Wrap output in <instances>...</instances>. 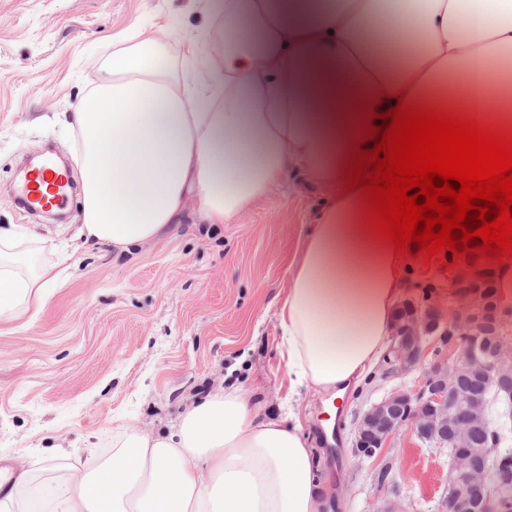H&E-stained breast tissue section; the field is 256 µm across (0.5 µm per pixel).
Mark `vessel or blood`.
I'll return each mask as SVG.
<instances>
[{
	"label": "vessel or blood",
	"instance_id": "1",
	"mask_svg": "<svg viewBox=\"0 0 512 512\" xmlns=\"http://www.w3.org/2000/svg\"><path fill=\"white\" fill-rule=\"evenodd\" d=\"M21 202L31 210L60 209L72 196V185L67 171L46 159L31 167L17 184Z\"/></svg>",
	"mask_w": 512,
	"mask_h": 512
}]
</instances>
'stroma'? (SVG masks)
Segmentation results:
<instances>
[{"mask_svg":"<svg viewBox=\"0 0 512 512\" xmlns=\"http://www.w3.org/2000/svg\"><path fill=\"white\" fill-rule=\"evenodd\" d=\"M134 25L141 39H155L167 68L180 66L186 33L208 30L212 51L224 48L201 0H0V225L21 231L18 274L64 269L40 306L0 316V461L35 479L111 458L124 427L166 430L191 398L215 387L254 392L273 417L287 393L277 300L324 199L320 189L291 178L238 223L172 224L118 259L110 245H83L80 197L60 220L30 215L16 199L25 156L50 148L79 172L71 114L113 52L126 49ZM414 381L357 384L328 433L321 396H296L332 512H381L390 501L404 512H441L447 448L404 430L386 452L353 453L364 411Z\"/></svg>","mask_w":512,"mask_h":512,"instance_id":"35a3bbf8","label":"stroma"}]
</instances>
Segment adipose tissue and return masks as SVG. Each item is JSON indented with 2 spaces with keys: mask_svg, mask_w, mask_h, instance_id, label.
<instances>
[{
  "mask_svg": "<svg viewBox=\"0 0 512 512\" xmlns=\"http://www.w3.org/2000/svg\"><path fill=\"white\" fill-rule=\"evenodd\" d=\"M224 23L223 56L160 69L138 39L112 56L72 114L81 156L85 244L115 255L170 224H233L287 178L326 193L277 306L289 396H324L332 428L344 399L388 346L408 258L364 225L343 167L361 99L394 107L462 101L479 125L512 132V0H206ZM59 274L0 275V313L41 303ZM324 485L295 414L215 390L164 435L136 426L110 460L36 484L20 512H320Z\"/></svg>",
  "mask_w": 512,
  "mask_h": 512,
  "instance_id": "1",
  "label": "adipose tissue"
}]
</instances>
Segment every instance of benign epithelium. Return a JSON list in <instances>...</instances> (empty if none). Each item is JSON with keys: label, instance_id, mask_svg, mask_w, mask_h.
I'll list each match as a JSON object with an SVG mask.
<instances>
[{"label": "benign epithelium", "instance_id": "benign-epithelium-1", "mask_svg": "<svg viewBox=\"0 0 512 512\" xmlns=\"http://www.w3.org/2000/svg\"><path fill=\"white\" fill-rule=\"evenodd\" d=\"M497 267L483 260L458 261L448 272L424 278L429 299L423 305L407 294L395 319L384 354L389 378L420 372L413 389L397 388L372 403L357 424L354 455L371 456L389 447L403 429L420 440L448 441L460 448L448 471L443 512H498L512 486V458H495L493 467L477 465L494 447H471L472 435L490 424L487 400L460 398L463 379L482 376L501 389H512V301L489 295Z\"/></svg>", "mask_w": 512, "mask_h": 512}]
</instances>
